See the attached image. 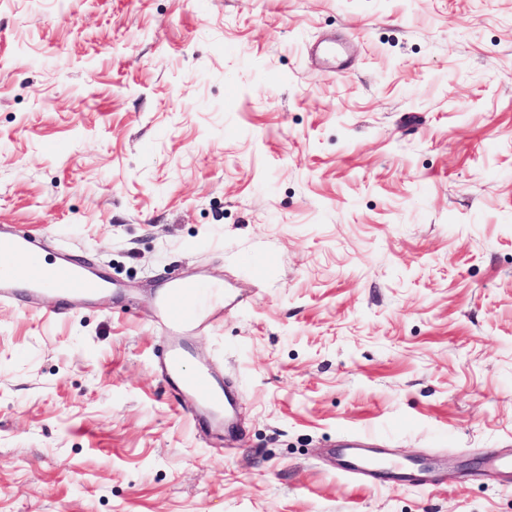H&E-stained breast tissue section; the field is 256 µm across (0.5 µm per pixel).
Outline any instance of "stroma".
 Wrapping results in <instances>:
<instances>
[{
  "mask_svg": "<svg viewBox=\"0 0 512 512\" xmlns=\"http://www.w3.org/2000/svg\"><path fill=\"white\" fill-rule=\"evenodd\" d=\"M0 225L121 283L0 305V512H512L454 469L512 452V0H0ZM190 274L232 440L157 370ZM224 312V290L198 280H181L170 288L160 301L157 322L170 336H186L205 327L212 317L205 311ZM344 458L349 464L344 465L343 473L352 479H361L363 476L379 473L396 478L401 481H411L415 477L414 470L410 467H401L390 464V467L376 465V457L368 448H345Z\"/></svg>",
  "mask_w": 512,
  "mask_h": 512,
  "instance_id": "35a3bbf8",
  "label": "stroma"
}]
</instances>
